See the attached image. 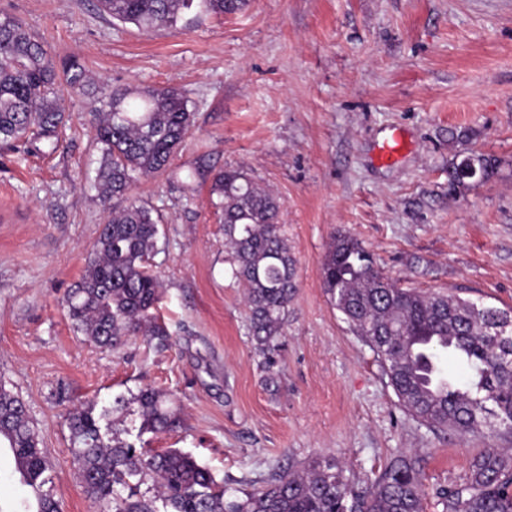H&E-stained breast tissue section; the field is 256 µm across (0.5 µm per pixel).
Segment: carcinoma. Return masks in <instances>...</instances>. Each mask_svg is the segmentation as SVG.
Wrapping results in <instances>:
<instances>
[{
	"label": "carcinoma",
	"instance_id": "obj_1",
	"mask_svg": "<svg viewBox=\"0 0 512 512\" xmlns=\"http://www.w3.org/2000/svg\"><path fill=\"white\" fill-rule=\"evenodd\" d=\"M200 2L232 15L249 0H97L112 19L142 30L174 28L180 14ZM84 92L92 85L73 62L57 72L47 49L18 20L0 17V142L36 139L56 149L65 109L56 84ZM100 200L125 196L140 177L169 169L195 127L194 113L173 88H122L92 94ZM473 163L492 179L498 160L470 150L448 163V193L467 187L462 170ZM211 194L222 211L232 277L244 288L255 352L273 371L285 345L288 305L296 289L295 259L279 224L271 190L241 170L213 178ZM132 199L112 208L95 240L83 275L66 299L74 327L101 347L117 349L129 336L167 348L171 334L156 313L161 285L150 269L159 218ZM323 288L352 331L376 355L399 405L435 431L483 427L512 435V312L478 306L454 295L402 288L376 266L355 238L338 234L322 261ZM465 370L445 373L444 356ZM138 405L139 433L171 430L179 418L167 394L143 388L69 412L74 455L98 512H424L425 484L413 458L393 457L364 493L352 490L333 459L317 458L301 471L272 474L262 488L230 487L179 449L154 452L110 435V416ZM0 446L13 450L33 500L22 512H60L43 487L49 461L39 448L25 404L0 384ZM148 484L141 490L142 484ZM443 512H512V454L490 449L473 461L466 479L438 492Z\"/></svg>",
	"mask_w": 512,
	"mask_h": 512
}]
</instances>
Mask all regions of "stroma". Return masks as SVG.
<instances>
[{"label": "stroma", "instance_id": "35a3bbf8", "mask_svg": "<svg viewBox=\"0 0 512 512\" xmlns=\"http://www.w3.org/2000/svg\"><path fill=\"white\" fill-rule=\"evenodd\" d=\"M55 65L78 60L106 89L173 87L195 130L170 170L130 197L160 219L153 269L174 343L117 350L78 332L63 305L107 216L101 152L86 97L57 86L63 148L0 144V381L25 404L60 512H97L72 453L69 410L152 386L171 395L177 448L234 487L276 467L332 458L358 490L396 455L418 456L425 512L503 439L434 432L398 406L372 350L323 288L321 263L344 232L401 287L512 309V0H250L233 15L200 8L150 31L95 0H0ZM469 131L464 141L448 137ZM404 144L391 164L378 150ZM495 156L491 180L448 192V163ZM240 168L271 188L296 261L286 346L259 365L243 289L231 277L213 177Z\"/></svg>", "mask_w": 512, "mask_h": 512}]
</instances>
